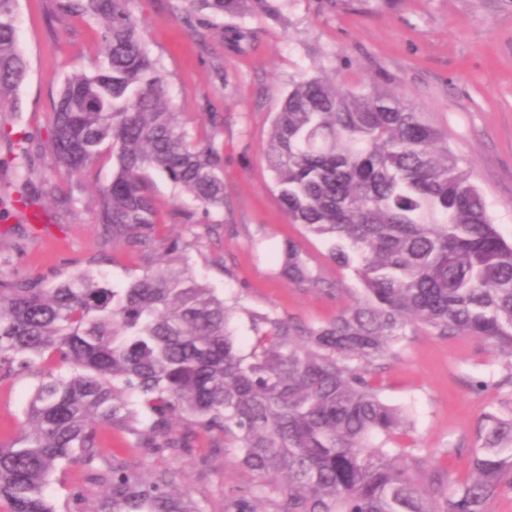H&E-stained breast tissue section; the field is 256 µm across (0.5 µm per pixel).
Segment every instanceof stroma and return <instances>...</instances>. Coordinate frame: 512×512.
I'll use <instances>...</instances> for the list:
<instances>
[{
    "label": "stroma",
    "instance_id": "stroma-1",
    "mask_svg": "<svg viewBox=\"0 0 512 512\" xmlns=\"http://www.w3.org/2000/svg\"><path fill=\"white\" fill-rule=\"evenodd\" d=\"M280 21L248 13L202 11V35L180 16V0H131L144 39L166 74L171 104L191 134L220 113L218 141L224 149L223 209L208 222L179 218L188 198L177 196L154 174L165 223L158 258L166 246L184 247L193 274L227 298L236 299L233 327L249 350L250 315L266 313L317 325L351 303L360 284L353 271L328 259L321 237L291 223L272 187L263 147L271 123L294 80L330 74L347 87L375 86L395 92L447 131L448 144L474 171L500 233L512 239V0H277ZM19 42L28 73L17 92L16 132L32 142L33 180L68 190L71 182L54 162L48 143L53 102L66 76L92 69L101 50L99 21L56 13L53 0H18ZM252 32L231 50L230 26ZM112 179V154L103 152L81 178V202L71 217L43 203L40 229L16 215L0 221V279L53 283L90 268L120 287L141 270L140 256L106 247L95 221L96 188ZM302 242L314 273L339 281L340 299L309 293L278 274L277 257L288 240ZM378 376L389 403L411 409L412 439L427 448L471 445L481 415L497 404L492 385L500 367L486 345L472 337L442 339L418 332L397 346ZM36 378L26 371L0 381V441H8L27 406ZM181 488L206 512H224L228 497L254 488L259 479L237 457L200 435L192 452L170 458Z\"/></svg>",
    "mask_w": 512,
    "mask_h": 512
}]
</instances>
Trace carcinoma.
Returning a JSON list of instances; mask_svg holds the SVG:
<instances>
[{"mask_svg": "<svg viewBox=\"0 0 512 512\" xmlns=\"http://www.w3.org/2000/svg\"><path fill=\"white\" fill-rule=\"evenodd\" d=\"M17 0H0V138L18 159L20 200L32 204L28 139L6 129L4 103L28 62L15 26ZM131 0H56L61 15L103 24L94 68L66 78L54 104L50 147L71 175L112 148L115 173L99 189L103 243L140 256L142 273L114 287L88 271L44 285L0 280V380L39 364L37 382L9 442L0 441V502L8 512H55L45 490L78 464L103 489L88 512H206L178 488L170 467L132 470L103 457L98 429L117 427L150 461L188 453L200 434L229 448L262 478L224 512H489L512 491V397L479 421L473 445L407 444L410 414L389 404L376 376L407 331L481 340L512 389V241L490 214L473 172L448 134L403 97L300 77L275 113L264 160L294 224L329 243L362 294L326 323L252 314L255 340L240 351L234 308L169 260H150L165 224L149 172L164 174L204 216L224 207L220 115L191 136L167 98ZM280 20L275 0H182ZM61 213L77 198L51 185ZM280 276L306 292L343 288L313 274L301 243L279 255ZM466 451L471 474L441 460Z\"/></svg>", "mask_w": 512, "mask_h": 512, "instance_id": "cac0c4a2", "label": "carcinoma"}]
</instances>
